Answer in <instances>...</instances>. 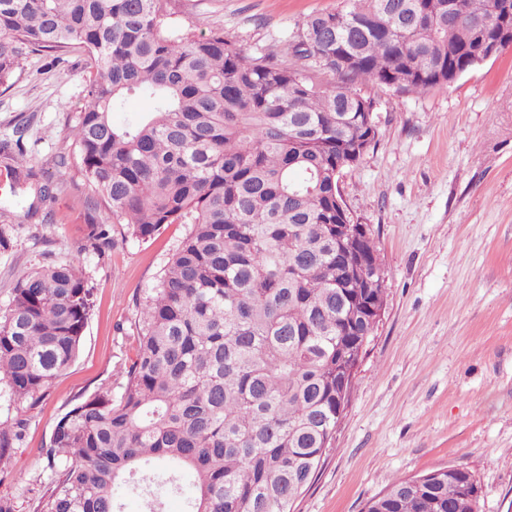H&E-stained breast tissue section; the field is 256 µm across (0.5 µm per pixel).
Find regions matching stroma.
I'll return each instance as SVG.
<instances>
[{"instance_id": "stroma-1", "label": "stroma", "mask_w": 512, "mask_h": 512, "mask_svg": "<svg viewBox=\"0 0 512 512\" xmlns=\"http://www.w3.org/2000/svg\"><path fill=\"white\" fill-rule=\"evenodd\" d=\"M344 0H175L196 35L224 32L250 55L287 60V36L310 14ZM78 47L22 57L0 86V142L23 143L34 179L0 193L15 232L0 250V308L34 269L69 258L89 224L112 244L83 265L94 309L80 350L27 414L0 495L33 512L44 487L42 447L75 399L117 387L135 345V319L185 228L151 239L112 221L83 176L70 130L86 85ZM378 135L344 170L346 205L369 225L384 269L385 312L360 360L336 439L295 512H363L396 479L462 465L480 488V512H512V45L447 89L400 95L367 84ZM52 196L38 202L41 185ZM38 202L40 216L27 208Z\"/></svg>"}]
</instances>
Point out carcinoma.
<instances>
[{"mask_svg": "<svg viewBox=\"0 0 512 512\" xmlns=\"http://www.w3.org/2000/svg\"><path fill=\"white\" fill-rule=\"evenodd\" d=\"M502 2L463 0L450 20L449 0H349L297 23L283 62L168 26L172 0H0V85L22 56L78 41L89 78L71 138L83 175L136 239L186 225L145 293L119 390L56 422L33 512H119L124 487L161 512L187 470V512H294L348 405L342 377L374 333L360 305L385 306V289L357 277L336 288L326 228L339 172L377 131L361 87L447 88L448 69L477 66L471 49L506 38ZM133 95L154 110L115 126ZM0 162L15 187L32 177L18 139L0 144ZM110 243L91 224L76 254L19 280L0 309V387L17 411L0 421V472L24 413L77 356L93 308L82 255ZM344 248L382 267L372 238ZM476 486L464 467L420 487L400 478L364 512H479Z\"/></svg>", "mask_w": 512, "mask_h": 512, "instance_id": "cac0c4a2", "label": "carcinoma"}]
</instances>
